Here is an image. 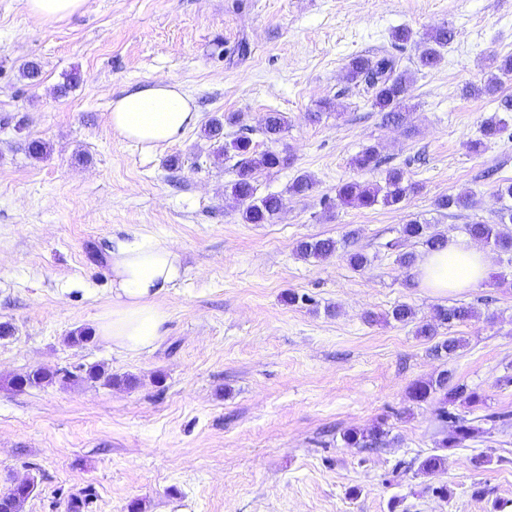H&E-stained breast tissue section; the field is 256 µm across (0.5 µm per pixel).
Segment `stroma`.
I'll use <instances>...</instances> for the list:
<instances>
[{
    "mask_svg": "<svg viewBox=\"0 0 512 512\" xmlns=\"http://www.w3.org/2000/svg\"><path fill=\"white\" fill-rule=\"evenodd\" d=\"M408 27L414 42L391 33ZM446 26L441 62L419 69L421 39ZM391 54L414 74L402 124L386 123L346 87L352 57ZM512 54V0H88L84 13L31 19L24 0H0V491L34 479L23 512H494L512 500V253L489 251L481 287L434 294L388 242L424 256L403 224L427 221L454 239L473 222L496 223L497 188L512 182V124L477 153L482 120L512 95L467 96ZM37 62V79L20 66ZM159 79L191 96L198 123L153 150L116 137L113 99ZM288 129L277 150L288 167L256 171L258 196L279 194L280 213L245 223L228 163L201 135L209 119L239 116L225 138L253 132L265 113ZM47 155H29L31 141ZM377 147L381 165L353 166ZM403 169L417 189L399 207L343 206L347 181L383 183ZM310 175L307 195L288 191ZM461 191L474 205L437 211ZM176 245L184 273L161 303L157 346L139 354L99 339L66 344L92 328L111 300L112 239ZM348 240L328 259L297 255L305 237ZM370 258L353 269L348 250ZM296 302H289V294ZM409 305L414 322L392 320ZM464 305L468 321L440 327L463 345L450 358L417 336L435 308ZM100 365L133 386L62 383L19 389L40 367ZM451 370L486 400L463 409L496 415L488 433L441 449L438 398L418 403L412 384ZM381 426L377 449L347 447V430ZM443 453L437 476L392 477L401 461ZM488 457L477 465L478 457ZM446 485L447 495L432 494Z\"/></svg>",
    "mask_w": 512,
    "mask_h": 512,
    "instance_id": "obj_1",
    "label": "stroma"
}]
</instances>
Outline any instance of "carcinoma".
Wrapping results in <instances>:
<instances>
[{"label": "carcinoma", "instance_id": "carcinoma-1", "mask_svg": "<svg viewBox=\"0 0 512 512\" xmlns=\"http://www.w3.org/2000/svg\"><path fill=\"white\" fill-rule=\"evenodd\" d=\"M454 39V32L448 27L436 29L427 38L420 52L419 62L423 68H434L442 58V49ZM496 74L485 81L484 85L475 84L465 87L466 95L493 94L497 91L501 78L512 76V55L494 61ZM346 80L362 88L364 96L371 105L385 113V119L397 123L402 120L406 108L407 96L413 76L400 67V61L392 55L370 58L365 56L353 57L346 67ZM512 112V96L499 99L497 112L481 123V138L469 143V149L478 152L486 141L499 136L507 127L506 118L502 114ZM288 128V117L282 112H268L263 118L258 131L267 140L275 143ZM203 135L213 142L212 156L216 161L233 162L236 179L231 184L232 195L243 205L242 219L248 224H266L274 218L281 207V198L276 194L256 197L254 173L257 170H271L287 164V157L275 149H268L260 154L255 153L253 140L246 134H239L233 140L224 141V123L213 118L203 129ZM381 163L378 149L374 146L360 152L353 164L361 170L376 168ZM414 186L400 168L387 171L384 184L361 183L348 181L341 184L336 193L340 203L348 206L371 208L382 204L395 206L402 203ZM498 197L503 201L498 211V223L484 224L474 222L465 226V231L471 238L483 241L503 252L512 251V235H505L499 229L501 224H512V183L498 187ZM471 194L462 191L457 194L442 196L436 201L440 210L465 209L470 206ZM402 235L407 239H416L430 251H440L448 242L447 236L432 229V225L413 220L402 228ZM338 242L331 239L303 240L297 246L299 255L305 259H324L337 250ZM473 317L471 309L464 306L438 307L435 309L434 322L424 323L417 327V334L425 338L436 335V323L451 324L464 322ZM58 380L63 382H99L105 386L117 383L131 385L133 378L118 379L112 376L100 365L81 367L77 371L57 370L49 372L43 369L31 370L16 378L14 385L18 388L40 387L50 385ZM411 398L417 402H426L431 397L439 395L440 406L436 408L438 422L446 427L451 426L452 432L448 439L442 442L443 448H456L464 442L475 438L483 429L474 425V420L449 410L457 404L474 407L485 402V396L476 390H470L464 385L451 383V373L447 370L439 372L434 379L418 381L411 386ZM383 436L379 427L369 432L351 430L343 435L345 444L351 448H373L378 446ZM444 464L441 455L433 454L421 460L417 472L427 476L436 475ZM30 493L10 491L0 494V512H21Z\"/></svg>", "mask_w": 512, "mask_h": 512}]
</instances>
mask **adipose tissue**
Here are the masks:
<instances>
[{"instance_id": "1", "label": "adipose tissue", "mask_w": 512, "mask_h": 512, "mask_svg": "<svg viewBox=\"0 0 512 512\" xmlns=\"http://www.w3.org/2000/svg\"><path fill=\"white\" fill-rule=\"evenodd\" d=\"M197 119L191 97L168 81L126 92L112 101L109 115L113 132L149 148L177 142ZM110 256L112 300L97 317L95 334L122 352L149 350L165 333L160 298L182 275L180 251L164 240L140 239L116 242ZM487 270L486 253L461 240L427 254L418 268L423 284L438 293L479 287Z\"/></svg>"}]
</instances>
